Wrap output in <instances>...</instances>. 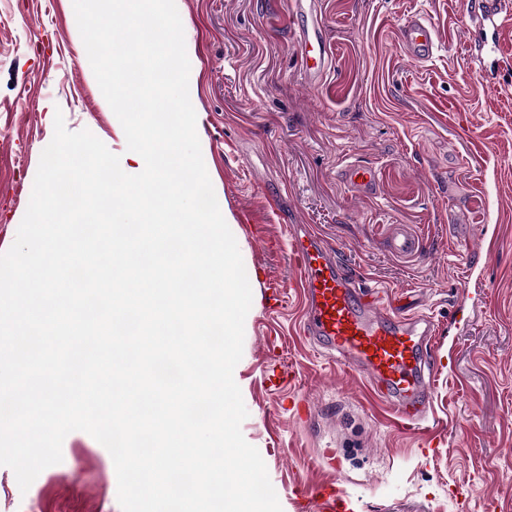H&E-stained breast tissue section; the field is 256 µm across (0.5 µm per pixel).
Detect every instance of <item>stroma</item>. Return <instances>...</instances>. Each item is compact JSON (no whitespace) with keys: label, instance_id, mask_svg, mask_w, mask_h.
<instances>
[{"label":"stroma","instance_id":"35a3bbf8","mask_svg":"<svg viewBox=\"0 0 512 512\" xmlns=\"http://www.w3.org/2000/svg\"><path fill=\"white\" fill-rule=\"evenodd\" d=\"M467 0H315L329 67L307 84L290 0H176L204 163L230 217L253 300L234 369L241 430L282 512H321L299 486L337 483L354 512H512V65L485 89L466 61ZM427 16L442 44L425 64L396 38ZM91 131L140 173L92 71L73 0H0V253L26 213L54 118ZM376 170L361 196L341 172ZM281 197L269 209L267 192ZM310 224L362 282L438 325L445 366L434 413L393 426L361 376L299 339L302 304L286 231ZM415 231L395 253V226ZM497 249L484 256L485 240ZM277 339L267 353L263 339ZM435 438L434 454L421 450ZM28 490L0 466V512H121L113 460L83 431ZM469 494L457 502L452 489Z\"/></svg>","mask_w":512,"mask_h":512}]
</instances>
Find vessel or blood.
Here are the masks:
<instances>
[{"mask_svg": "<svg viewBox=\"0 0 512 512\" xmlns=\"http://www.w3.org/2000/svg\"><path fill=\"white\" fill-rule=\"evenodd\" d=\"M312 0H292L294 34L303 47L322 40L320 28L309 19ZM398 43L414 62L431 60L441 34L420 14L408 15L398 28ZM467 60L482 85L496 89L512 42V0H480L465 36ZM348 186L361 195L377 191L374 169L350 166ZM289 244L297 269L296 286L303 303L300 332L339 366L360 372L372 398L392 415L399 428L425 421L433 406L438 367L432 355L437 325L427 315L395 316L384 291L356 286L337 253L302 224L289 227ZM300 495L317 499L323 512H352L347 496L335 485L303 487Z\"/></svg>", "mask_w": 512, "mask_h": 512, "instance_id": "vessel-or-blood-1", "label": "vessel or blood"}]
</instances>
